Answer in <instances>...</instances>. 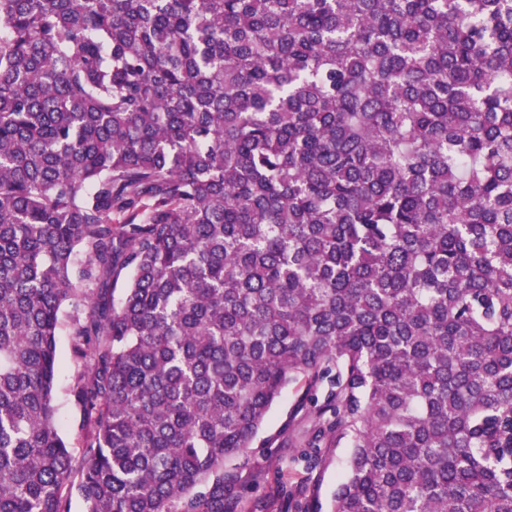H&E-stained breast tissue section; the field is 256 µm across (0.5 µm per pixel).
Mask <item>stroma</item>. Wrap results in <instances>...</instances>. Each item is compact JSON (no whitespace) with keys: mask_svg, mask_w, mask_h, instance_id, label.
<instances>
[{"mask_svg":"<svg viewBox=\"0 0 512 512\" xmlns=\"http://www.w3.org/2000/svg\"><path fill=\"white\" fill-rule=\"evenodd\" d=\"M58 387L56 394L57 418L62 436L73 448L81 446V413L67 393L79 364L70 355L68 326H61L57 335ZM301 385H289L282 398L270 409L263 430L264 447L256 448L249 463L237 471L236 488L249 498L270 501L274 512H294L296 496L319 490L322 497H329L343 471L348 449H337V458L325 470L297 467L289 480L295 496L286 500L280 498L277 487L276 464L279 458L290 457L298 452L301 439L307 438L316 429L317 412L313 402L305 400Z\"/></svg>","mask_w":512,"mask_h":512,"instance_id":"35a3bbf8","label":"stroma"}]
</instances>
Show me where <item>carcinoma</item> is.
<instances>
[{"mask_svg": "<svg viewBox=\"0 0 512 512\" xmlns=\"http://www.w3.org/2000/svg\"><path fill=\"white\" fill-rule=\"evenodd\" d=\"M292 383L297 512H512V0H0V512H270ZM58 355V387L56 394L57 418L60 424L61 435L68 440L69 445L76 448L79 453L81 448V413L74 404L66 389L72 383L76 373L83 369L81 364L73 361L70 355V336L67 323L60 327L57 335ZM305 393L300 384L289 385L282 398L270 409L258 443L269 439L263 448H255L251 460L237 471L236 488L251 499L268 500L273 503L274 512H294L295 500L309 494L318 485L322 501L326 500L336 487L338 476L343 472L348 448H332L334 462L327 469H306L301 463L289 476L294 487V498L289 500L278 496L276 464L282 457L295 455L302 448L300 439H306L316 429L317 408L309 399L303 401ZM337 455V460H336Z\"/></svg>", "mask_w": 512, "mask_h": 512, "instance_id": "1", "label": "carcinoma"}]
</instances>
